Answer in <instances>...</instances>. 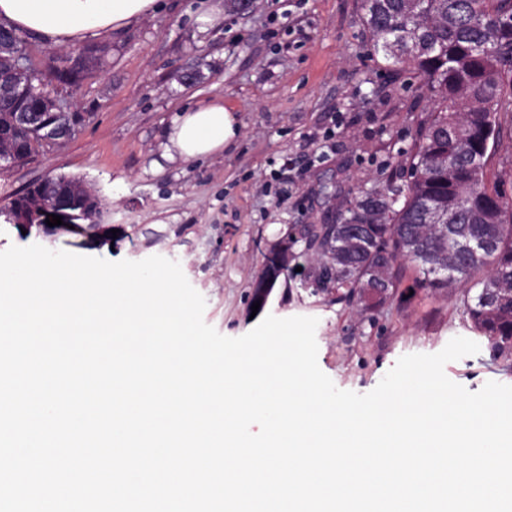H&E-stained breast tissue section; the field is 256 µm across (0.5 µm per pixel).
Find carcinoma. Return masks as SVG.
<instances>
[{
	"label": "carcinoma",
	"mask_w": 512,
	"mask_h": 512,
	"mask_svg": "<svg viewBox=\"0 0 512 512\" xmlns=\"http://www.w3.org/2000/svg\"><path fill=\"white\" fill-rule=\"evenodd\" d=\"M374 50L409 66L416 93L432 102L405 152L408 181L388 184L369 208L359 199L350 219L365 224L363 249L349 247L345 225L305 228L307 247L334 270L330 287L370 309L415 264L421 288L476 289L464 299L474 330L492 347L512 346V202L489 166L512 111V0H363ZM30 101L0 98V122Z\"/></svg>",
	"instance_id": "obj_1"
}]
</instances>
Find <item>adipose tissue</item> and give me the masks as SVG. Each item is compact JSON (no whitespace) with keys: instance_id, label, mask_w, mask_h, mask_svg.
Listing matches in <instances>:
<instances>
[{"instance_id":"obj_1","label":"adipose tissue","mask_w":512,"mask_h":512,"mask_svg":"<svg viewBox=\"0 0 512 512\" xmlns=\"http://www.w3.org/2000/svg\"><path fill=\"white\" fill-rule=\"evenodd\" d=\"M158 0H0V21L41 41L68 47L115 31L157 9ZM237 116L223 102L190 106L177 114L167 133V149L183 160L223 153L236 139Z\"/></svg>"}]
</instances>
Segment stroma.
I'll return each instance as SVG.
<instances>
[{"instance_id": "obj_1", "label": "stroma", "mask_w": 512, "mask_h": 512, "mask_svg": "<svg viewBox=\"0 0 512 512\" xmlns=\"http://www.w3.org/2000/svg\"><path fill=\"white\" fill-rule=\"evenodd\" d=\"M362 14V0H253L245 14L229 0H160L153 16L97 36L102 70L64 90L84 122L32 163L0 169V207L32 182L74 177L101 199L100 226L77 236L0 221V251L38 244L177 261L206 300L204 321L247 334L265 254L289 230L343 223L356 198L383 192L429 110L412 91L417 74L374 51ZM189 67L202 76L188 84ZM212 100L236 112L234 143L204 160L167 159L176 112ZM413 277L370 311L295 277L266 311L317 318L318 364L342 390L369 392L401 356L439 352L456 336L479 351L447 363L450 380L472 392L512 385V348L476 337L461 291L438 295Z\"/></svg>"}]
</instances>
